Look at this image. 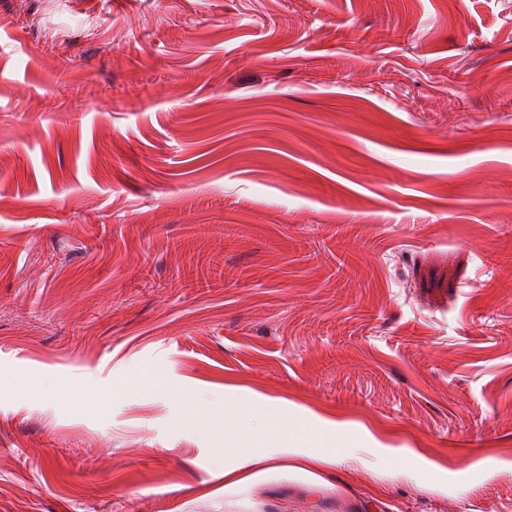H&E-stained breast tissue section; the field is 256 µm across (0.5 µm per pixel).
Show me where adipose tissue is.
I'll list each match as a JSON object with an SVG mask.
<instances>
[{"label": "adipose tissue", "mask_w": 512, "mask_h": 512, "mask_svg": "<svg viewBox=\"0 0 512 512\" xmlns=\"http://www.w3.org/2000/svg\"><path fill=\"white\" fill-rule=\"evenodd\" d=\"M224 415L240 423L236 434L225 436L224 448L215 451L219 457L223 456L225 448L231 447L236 451V463L224 466L225 490L236 487L235 474L238 470L250 469L253 477L260 478L275 471L278 459L282 456L291 459V471L322 486L326 480L320 476V469L334 467L342 456L343 444L338 436L344 431L343 424L322 421L321 430L331 434L332 439L326 443L321 442L308 437L304 425L290 420L279 401H268L258 410L244 414L234 395L228 394L224 397ZM258 420L273 424V432L258 434L254 427Z\"/></svg>", "instance_id": "obj_1"}]
</instances>
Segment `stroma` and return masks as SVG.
Segmentation results:
<instances>
[{"label":"stroma","mask_w":512,"mask_h":512,"mask_svg":"<svg viewBox=\"0 0 512 512\" xmlns=\"http://www.w3.org/2000/svg\"><path fill=\"white\" fill-rule=\"evenodd\" d=\"M0 512H512V0H0ZM227 418L238 419L240 426L233 435H226L224 431V445L236 449V463L229 464L226 461L224 448L214 450L218 458H224L225 492L232 490L244 480L233 479L238 470L251 469L252 474L248 479L261 478L277 470L278 456H288L292 460L288 470L311 479L315 484L328 486L330 483L327 479L315 473V470L334 467L342 456V448L348 447V444L340 441L345 427L343 423L321 420L319 433L321 429L326 434H336L335 441L322 443L320 436L317 440L308 437L304 425L288 419V412L283 411L277 400L266 402L258 411L241 414L238 400L234 395L224 394V419ZM256 420L273 424V432L258 434L254 427ZM256 441H259L261 446H256Z\"/></svg>","instance_id":"obj_1"}]
</instances>
